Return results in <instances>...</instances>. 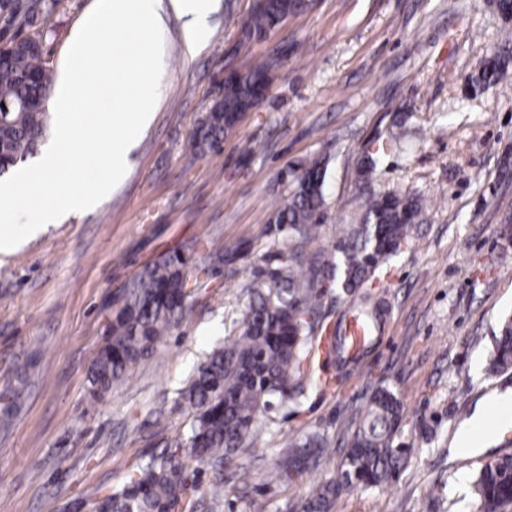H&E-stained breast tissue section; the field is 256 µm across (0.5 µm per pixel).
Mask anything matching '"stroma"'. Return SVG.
Instances as JSON below:
<instances>
[{"label": "stroma", "instance_id": "stroma-1", "mask_svg": "<svg viewBox=\"0 0 512 512\" xmlns=\"http://www.w3.org/2000/svg\"><path fill=\"white\" fill-rule=\"evenodd\" d=\"M94 0H60L47 17L44 50L61 75L73 35ZM252 0H218L209 34L187 53L166 0L162 74L151 124L128 157L126 175L93 212L74 215L0 253V394L22 404L0 421V512H68L119 486L186 430L183 398L197 364L237 333L254 270L275 244L271 201L290 185L288 164L327 157L326 239L357 223L364 199L358 161L375 139L409 141L383 156L375 193L419 197L426 209L386 274L364 290L381 300L384 326L355 363L330 361L331 387L307 385L297 413L268 425L224 475V512H297L337 470L341 442L377 386L403 404L409 463L388 487L343 495L334 512H480L474 480L512 437L458 449L491 402L512 397V371L486 375L499 320L512 315V72L472 99L462 89L512 19L490 0H312L272 42L237 48ZM284 50L262 106L220 150L199 152L191 135L228 69ZM248 243L247 255L217 268L193 310L166 341L95 399L89 376L106 315L149 262L188 246L197 262L210 245ZM328 436L333 452L288 485L265 472L294 437Z\"/></svg>", "mask_w": 512, "mask_h": 512}]
</instances>
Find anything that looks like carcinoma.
I'll use <instances>...</instances> for the list:
<instances>
[{"label":"carcinoma","instance_id":"1","mask_svg":"<svg viewBox=\"0 0 512 512\" xmlns=\"http://www.w3.org/2000/svg\"><path fill=\"white\" fill-rule=\"evenodd\" d=\"M59 0H0V166L10 171L33 154L49 129L41 105L52 85L45 60L43 20ZM310 0H256L240 28L237 46L266 41L286 17L308 9ZM512 33L500 38L467 88L477 91L508 71ZM277 66L232 70L224 76V96L210 105L192 135L205 152L219 147L238 126V114L265 100ZM392 140H375L359 164L367 191L359 223L325 247L311 248L325 221L328 160L291 165L282 178L292 185L272 211L268 234L288 240L269 252L254 273L239 333L213 349L186 389L193 415L187 435L173 439L159 454L134 466L121 488L109 492L92 512H224V468L260 439L263 419L293 413L305 394L311 366L320 355L319 332L329 315L326 297L335 289L354 294L380 265L400 253L414 225L423 221L417 197L369 190L378 159L393 150ZM237 250L217 248L209 264L190 271L191 259L174 251L145 265L112 310L106 341L89 378V394L100 399L122 382L188 317L192 297L214 268L235 259ZM512 370V318L495 336L487 372ZM403 406L389 389L375 390L344 443L337 472L313 489L301 512H331L344 494L359 487L390 485L408 460L397 442ZM331 453L318 432L287 449L269 482L286 484L315 468ZM211 471L208 492L199 475ZM482 512H512V454L486 463L475 481Z\"/></svg>","mask_w":512,"mask_h":512}]
</instances>
